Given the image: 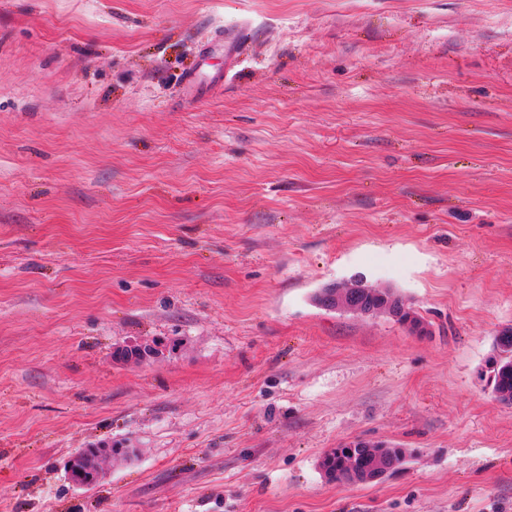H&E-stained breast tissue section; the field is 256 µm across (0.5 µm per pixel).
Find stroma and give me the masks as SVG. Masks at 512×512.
<instances>
[{
    "label": "stroma",
    "instance_id": "stroma-1",
    "mask_svg": "<svg viewBox=\"0 0 512 512\" xmlns=\"http://www.w3.org/2000/svg\"><path fill=\"white\" fill-rule=\"evenodd\" d=\"M507 327L512 0H0V512H512ZM327 288L318 295V302L323 307L334 308L344 304V296L350 293L356 294L357 299L363 303V312L360 314L374 315L384 313L391 317V313L400 309L401 313L396 318L402 323L417 325L420 319L413 316L411 308L406 305L404 299L387 289L369 288ZM320 296V297H319ZM495 351L490 362L492 390L499 401L512 404V328L495 337ZM355 440L330 451L322 460L325 475L336 482H374L407 463L401 448H372L368 442Z\"/></svg>",
    "mask_w": 512,
    "mask_h": 512
}]
</instances>
